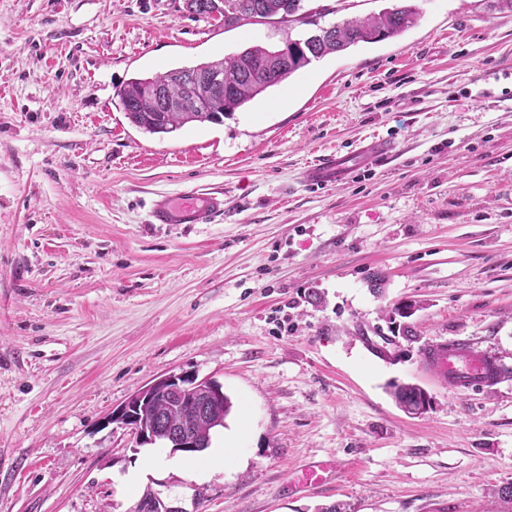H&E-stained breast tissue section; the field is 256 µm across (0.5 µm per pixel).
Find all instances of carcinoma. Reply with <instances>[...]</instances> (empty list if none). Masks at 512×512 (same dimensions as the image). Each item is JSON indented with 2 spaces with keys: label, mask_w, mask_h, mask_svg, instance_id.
Returning a JSON list of instances; mask_svg holds the SVG:
<instances>
[{
  "label": "carcinoma",
  "mask_w": 512,
  "mask_h": 512,
  "mask_svg": "<svg viewBox=\"0 0 512 512\" xmlns=\"http://www.w3.org/2000/svg\"><path fill=\"white\" fill-rule=\"evenodd\" d=\"M304 0H197L199 7L194 14L208 16L219 12L224 16V27H240L244 20L254 15L270 19L293 15L304 9ZM417 10L412 6L396 7L364 19L350 20L334 26L330 37L310 47L305 38H300L303 47L288 40V61L278 69L266 68V59L271 50L263 47H248L228 58L214 59L191 68L173 69L154 77L134 78L117 92L127 118L136 127L150 133H172L192 122H220L242 105L253 100L268 88L275 86L297 70L305 67L312 59L343 51L359 42H378L391 38L415 23ZM216 65L224 69V84L231 91L224 95V108L215 112H168L161 103L148 96L146 89L160 85L167 95L187 100L197 74ZM419 387L404 385L396 387L395 398L400 406L416 405L415 397ZM147 428L161 442L167 437V425L184 423L192 428L189 420H183L178 411L168 405L167 393L161 392L145 411Z\"/></svg>",
  "instance_id": "1"
}]
</instances>
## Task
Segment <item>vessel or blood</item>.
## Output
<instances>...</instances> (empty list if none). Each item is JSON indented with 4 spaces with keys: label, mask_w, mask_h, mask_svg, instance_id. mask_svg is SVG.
<instances>
[{
    "label": "vessel or blood",
    "mask_w": 512,
    "mask_h": 512,
    "mask_svg": "<svg viewBox=\"0 0 512 512\" xmlns=\"http://www.w3.org/2000/svg\"><path fill=\"white\" fill-rule=\"evenodd\" d=\"M391 151L389 141L373 139L362 143L355 153L331 155L309 166L302 179L313 186L338 185L365 159L384 156ZM223 213V194L190 191L176 196H161L153 202L150 216L155 224H207ZM490 363V358L462 348L437 356L432 360L431 368L449 384L464 388L474 381L486 379Z\"/></svg>",
    "instance_id": "b4317fda"
}]
</instances>
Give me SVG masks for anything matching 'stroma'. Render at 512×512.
Returning <instances> with one entry per match:
<instances>
[{
	"instance_id": "35a3bbf8",
	"label": "stroma",
	"mask_w": 512,
	"mask_h": 512,
	"mask_svg": "<svg viewBox=\"0 0 512 512\" xmlns=\"http://www.w3.org/2000/svg\"><path fill=\"white\" fill-rule=\"evenodd\" d=\"M496 0H307L312 24L223 23L184 0H0V512H504L512 486V11ZM415 6V24L315 60L171 134L127 119L131 79ZM377 136L341 185L303 169ZM220 192L211 224L154 199ZM386 276L383 296L369 288ZM321 305L308 300L311 291ZM418 309L404 336L391 309ZM509 374L452 388L423 351ZM222 384L230 467L121 478L163 445L104 418L154 379ZM431 409L410 416L393 386ZM325 462L327 482L294 486ZM417 390H419L418 386L415 385H404V386H396V391L394 393L395 398L399 405L406 411L404 406L410 407V406H417V403L415 402V397L417 395ZM430 408V396L428 393L423 389L421 393V401L419 402L417 408L415 409L416 412L423 413L427 411Z\"/></svg>"
}]
</instances>
